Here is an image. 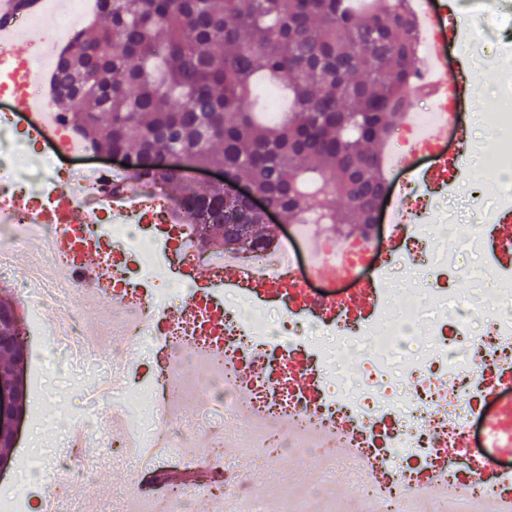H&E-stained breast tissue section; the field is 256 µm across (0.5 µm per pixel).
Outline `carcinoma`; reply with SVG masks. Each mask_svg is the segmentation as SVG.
I'll use <instances>...</instances> for the list:
<instances>
[{
    "instance_id": "cac0c4a2",
    "label": "carcinoma",
    "mask_w": 512,
    "mask_h": 512,
    "mask_svg": "<svg viewBox=\"0 0 512 512\" xmlns=\"http://www.w3.org/2000/svg\"><path fill=\"white\" fill-rule=\"evenodd\" d=\"M111 37L75 32L60 51L51 96L60 120L96 152L131 159L133 181L172 197L190 224H246L252 248L275 236L246 200L198 188L165 165L220 167L247 183L286 224L331 226L339 237L371 223L386 183L371 150L393 136L417 90L416 19L410 0H97ZM288 96L262 122L256 83Z\"/></svg>"
}]
</instances>
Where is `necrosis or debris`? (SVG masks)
Masks as SVG:
<instances>
[{
  "label": "necrosis or debris",
  "instance_id": "1",
  "mask_svg": "<svg viewBox=\"0 0 512 512\" xmlns=\"http://www.w3.org/2000/svg\"><path fill=\"white\" fill-rule=\"evenodd\" d=\"M46 108V93L0 54V283L16 285L33 311L54 310L38 333L52 340L57 361L101 371L69 429L67 460L82 466L94 445L89 429L111 403L123 427L106 446L113 458L134 460L140 477L114 490L115 512H193L186 480L160 476V461L211 466L206 497L242 501L247 512H512L511 112L491 116L498 140L490 164L501 177L494 211L485 209L479 177L452 166L419 184L392 159L395 183L379 223L337 240V273L323 281L312 275L322 250L300 225L277 250L223 254L202 242L174 200L114 209L102 180L124 166L89 164L84 147L66 150L61 126L48 143L22 136V112ZM20 190L23 212L14 207ZM449 196L470 207V223H435L436 198ZM63 206L83 210L86 221L31 225L30 214ZM435 240L446 245L438 255L429 249ZM90 241L103 269L92 281L78 275ZM26 248L38 261L20 272L14 256ZM468 251L491 261L496 310L460 286L458 259ZM228 261L242 275L231 287ZM401 265L426 269L438 297L422 349L413 346L418 299L391 286ZM201 268L207 280L196 277ZM308 295L319 308L305 304ZM88 297L108 321L111 359L83 330ZM175 299L190 310L184 320L169 316ZM155 341L152 359L137 362ZM347 354L361 363L358 377L339 371ZM258 355L267 362L261 373L252 370ZM201 389L194 420L171 407L173 392L190 399ZM232 446L239 461L224 458ZM288 455L315 460L318 480L280 491L275 508L261 506L250 468ZM340 484L348 491L338 498Z\"/></svg>",
  "mask_w": 512,
  "mask_h": 512
}]
</instances>
